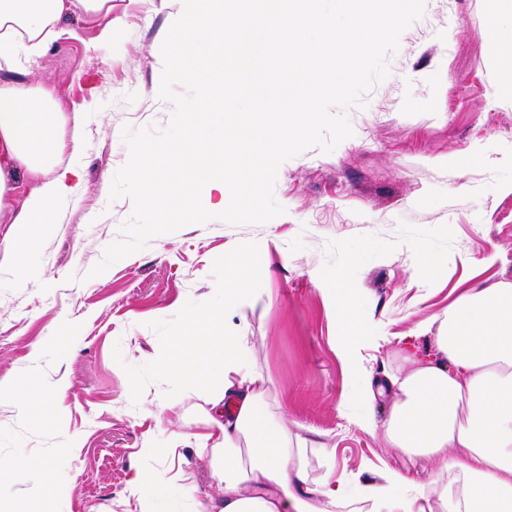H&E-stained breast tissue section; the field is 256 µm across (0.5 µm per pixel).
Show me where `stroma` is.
Returning <instances> with one entry per match:
<instances>
[{"label":"stroma","instance_id":"stroma-1","mask_svg":"<svg viewBox=\"0 0 512 512\" xmlns=\"http://www.w3.org/2000/svg\"><path fill=\"white\" fill-rule=\"evenodd\" d=\"M177 9L173 0H112L106 44L95 20L73 17L76 37L56 40L24 76L49 84L84 134L73 158L82 188L22 270L6 260L10 227L0 226V383L24 378L53 396L48 418L0 398V458L48 463L70 484L49 512H140L126 480L162 464L137 449L193 429L192 411L162 405L177 382L161 356L185 314L223 309L239 258L248 287L272 299L231 320L253 338L269 410L322 432L337 476L362 484L381 461L409 463L354 424L362 407L329 289L350 288L356 354L379 376L431 356L420 323L466 289L512 283V92L500 62L512 0H426L388 58V77L365 107L348 110L352 136L281 164L274 195L284 214L190 224L89 277L133 210L129 198L110 197L129 157L123 127L161 128L172 114L151 90ZM424 253L433 262L426 280L416 274Z\"/></svg>","mask_w":512,"mask_h":512}]
</instances>
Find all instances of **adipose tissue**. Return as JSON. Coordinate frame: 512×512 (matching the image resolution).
I'll return each mask as SVG.
<instances>
[{"instance_id":"adipose-tissue-1","label":"adipose tissue","mask_w":512,"mask_h":512,"mask_svg":"<svg viewBox=\"0 0 512 512\" xmlns=\"http://www.w3.org/2000/svg\"><path fill=\"white\" fill-rule=\"evenodd\" d=\"M95 17L101 41L115 29L112 0H0V64L27 71L57 38L62 18ZM66 119L48 85L0 80V218L10 226L16 266H23L41 228L57 223L60 207L82 184L69 163L81 145L80 130L61 132ZM25 199H17L19 189ZM246 262L224 284V312L188 314L184 332L163 361L181 386L169 409L193 402L192 432H172L164 446L145 440L139 457L164 459V470H135L127 489L151 507L172 468L189 455L210 461L207 492L186 487L195 512H512V285L471 288L446 312L421 323L432 359L411 361L376 384L354 355L346 361L365 407L356 425L380 433L388 448L410 463L433 462L448 480L439 486L383 466L378 479L359 486L326 471L324 442L288 427L268 412L264 380L256 369L249 336L227 327L225 311L266 306L269 296L246 287ZM395 400L383 419L373 407L387 386Z\"/></svg>"}]
</instances>
